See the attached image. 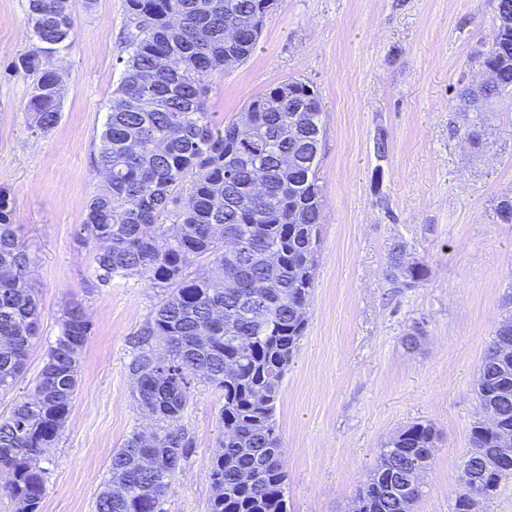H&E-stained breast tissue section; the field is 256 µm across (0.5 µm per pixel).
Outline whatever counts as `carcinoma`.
I'll return each mask as SVG.
<instances>
[{
    "label": "carcinoma",
    "instance_id": "1",
    "mask_svg": "<svg viewBox=\"0 0 512 512\" xmlns=\"http://www.w3.org/2000/svg\"><path fill=\"white\" fill-rule=\"evenodd\" d=\"M129 19L121 82L100 134L96 172L106 187L93 195L82 224L102 285L134 278L159 289L161 299L140 331L130 364L133 396L156 422L149 438L137 432L112 454L111 478L96 512H162L161 503L188 454L184 434L172 428L199 381L222 391V451L211 458L215 493L208 512H288L283 437L274 418L283 377L306 326L320 246L322 194L318 184L325 129L313 86L295 79L255 96L251 128L216 126L207 112V80L228 61L254 51L268 14L266 0H126ZM254 20L235 29L238 18ZM33 46L9 69L34 78L30 127L50 132L61 113L62 85L54 57L75 36L70 0H29ZM500 49L481 58L512 93V27L497 26ZM311 96L314 112L294 102ZM496 94L465 87L459 110L483 123L477 100ZM295 155L300 163L287 165ZM181 209L169 208L174 194ZM199 268L187 273L191 259ZM6 196L0 194V392L17 384L39 336V308L27 280ZM392 276L413 287L426 276L405 262L394 243ZM273 282L276 287H259ZM92 324L81 307H67L34 394L0 417V493L15 512H37L45 491L41 456L58 436L79 386V352ZM508 343L511 350L502 347ZM475 394L482 410L502 416L512 434V314L502 319L481 362ZM462 468L483 475L480 512L512 471L500 472L497 441L483 421L470 429ZM437 433L430 424L402 429L381 448L357 490L361 512H403L422 489L411 472L429 465Z\"/></svg>",
    "mask_w": 512,
    "mask_h": 512
}]
</instances>
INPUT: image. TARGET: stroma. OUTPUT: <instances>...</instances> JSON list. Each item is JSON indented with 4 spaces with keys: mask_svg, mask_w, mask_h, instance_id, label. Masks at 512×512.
I'll return each mask as SVG.
<instances>
[{
    "mask_svg": "<svg viewBox=\"0 0 512 512\" xmlns=\"http://www.w3.org/2000/svg\"><path fill=\"white\" fill-rule=\"evenodd\" d=\"M76 37L56 68L61 119L30 129L33 78L8 69L28 51V0H0V192L28 255L40 334L23 379L0 393V415L28 394L66 306L92 323L79 354V388L59 441L43 454L38 512H95L112 453L154 421L132 396L137 332L158 301L143 280L98 285L81 239L86 205L103 184L94 157L121 80L125 0H71ZM495 0H278L254 53L210 80L217 122L289 79L313 85L326 135L318 184L321 246L308 326L283 379L275 418L288 468L289 512H353L356 491L400 429L439 435L412 512H453L470 429L483 413L474 385L497 324L512 313V96L489 105L481 127L458 110L482 82L480 54L494 33ZM388 134L386 154L374 137ZM427 270L394 280L395 242ZM220 390L197 384L179 421L191 448L163 512H207L209 461L222 438Z\"/></svg>",
    "mask_w": 512,
    "mask_h": 512,
    "instance_id": "35a3bbf8",
    "label": "stroma"
}]
</instances>
